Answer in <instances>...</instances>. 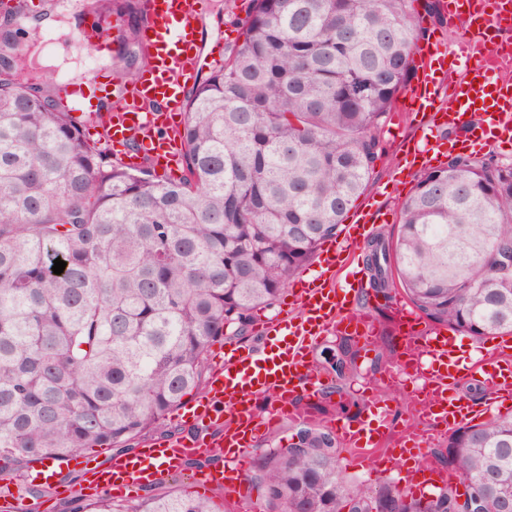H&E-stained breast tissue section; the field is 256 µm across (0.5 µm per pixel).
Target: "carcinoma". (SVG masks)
<instances>
[{
    "mask_svg": "<svg viewBox=\"0 0 512 512\" xmlns=\"http://www.w3.org/2000/svg\"><path fill=\"white\" fill-rule=\"evenodd\" d=\"M242 42L189 91L185 175L112 161L58 98L20 81L21 45L0 38V476L85 449L124 452L205 386L210 344L336 237L382 159L378 131L427 36L413 0H245ZM128 17L139 0H89ZM512 244V163L456 155L400 206L395 246L366 245L375 291L397 269L433 322L512 334V277L489 288ZM66 262L53 273L55 259ZM332 431L267 450L250 481L266 512H460L452 485L422 501L347 479ZM474 501L512 496V413L453 430L434 450ZM96 512H217L156 495Z\"/></svg>",
    "mask_w": 512,
    "mask_h": 512,
    "instance_id": "carcinoma-1",
    "label": "carcinoma"
}]
</instances>
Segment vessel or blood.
I'll list each match as a JSON object with an SVG mask.
<instances>
[{"mask_svg": "<svg viewBox=\"0 0 512 512\" xmlns=\"http://www.w3.org/2000/svg\"><path fill=\"white\" fill-rule=\"evenodd\" d=\"M149 18L143 48L149 58L145 74L133 82L127 95L116 99L106 113L102 135L114 155L127 165L142 158L156 163H179L181 131L187 91L205 66L217 65L221 56H205L193 35L202 10L201 0H141ZM448 20L465 24L467 36L461 46L466 58L463 73L448 79V56L439 42L419 46L418 75L403 92L400 111L417 116L422 136L407 149L403 167L428 168L440 156L455 150L483 151L488 141L512 144V80L497 70L512 60V52L493 40L496 32L512 30V0H441ZM390 210L371 200L354 211L339 238L322 246L319 270L292 290L299 315L259 314L253 333L259 345L252 349H225L211 363V375L201 396L181 406L174 415L180 434L144 443L134 452L113 456L107 466L79 456L58 465L38 464L29 481L52 486L60 469L82 467L88 490L138 492L162 477L182 473L185 460L224 451L221 466L193 473V481L224 491L227 512H240L248 496L242 475L265 432L276 422L291 419L316 422L311 401L319 396L321 382L308 355L312 345L331 330L352 325L368 349H375L370 320L352 319L350 309L363 292L362 278H339L344 268L342 253H355L360 239L369 237L376 225L388 223ZM398 320L401 357L381 377L384 385L400 387L419 369L423 390L422 409H408L411 426L401 428L389 449L381 443L394 417L388 404L367 406L363 415L337 426L341 442L354 452L356 466L372 473L394 471L398 482L412 496L427 500L448 480L446 471L426 465L428 449L437 441L426 431L433 423L447 428L495 411L512 408V338L501 337L478 369L484 397L473 401L456 391L467 368L456 357V336L447 329L422 327L420 317L403 300L393 302ZM273 400L266 408L258 402L265 394Z\"/></svg>", "mask_w": 512, "mask_h": 512, "instance_id": "1", "label": "vessel or blood"}]
</instances>
